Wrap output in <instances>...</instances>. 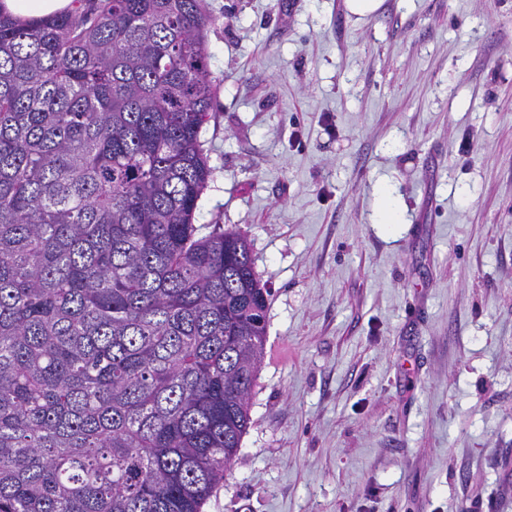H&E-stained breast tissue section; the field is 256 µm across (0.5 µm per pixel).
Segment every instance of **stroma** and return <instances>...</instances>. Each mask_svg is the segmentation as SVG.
Segmentation results:
<instances>
[{
    "mask_svg": "<svg viewBox=\"0 0 512 512\" xmlns=\"http://www.w3.org/2000/svg\"><path fill=\"white\" fill-rule=\"evenodd\" d=\"M205 5L196 224L270 290L205 512H512V0Z\"/></svg>",
    "mask_w": 512,
    "mask_h": 512,
    "instance_id": "stroma-1",
    "label": "stroma"
}]
</instances>
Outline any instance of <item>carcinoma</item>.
<instances>
[{
  "label": "carcinoma",
  "instance_id": "obj_1",
  "mask_svg": "<svg viewBox=\"0 0 512 512\" xmlns=\"http://www.w3.org/2000/svg\"><path fill=\"white\" fill-rule=\"evenodd\" d=\"M0 13V512H203L250 424L269 290L195 224L203 0Z\"/></svg>",
  "mask_w": 512,
  "mask_h": 512
}]
</instances>
